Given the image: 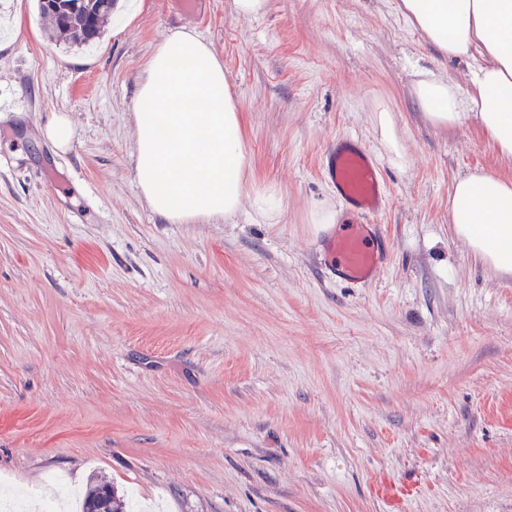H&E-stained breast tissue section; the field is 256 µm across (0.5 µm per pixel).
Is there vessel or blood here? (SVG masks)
Wrapping results in <instances>:
<instances>
[{"label": "vessel or blood", "instance_id": "vessel-or-blood-1", "mask_svg": "<svg viewBox=\"0 0 512 512\" xmlns=\"http://www.w3.org/2000/svg\"><path fill=\"white\" fill-rule=\"evenodd\" d=\"M326 174L359 221L327 239L330 266L345 280L363 284L382 265V254L368 219L383 207L384 178L372 155L358 143L339 141L326 154Z\"/></svg>", "mask_w": 512, "mask_h": 512}]
</instances>
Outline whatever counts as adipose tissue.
<instances>
[{"label": "adipose tissue", "instance_id": "1", "mask_svg": "<svg viewBox=\"0 0 512 512\" xmlns=\"http://www.w3.org/2000/svg\"><path fill=\"white\" fill-rule=\"evenodd\" d=\"M402 12L441 53L477 62L464 89L430 72L416 81L428 119L448 127L475 116L500 156L512 161V0H402ZM241 116L210 46L190 31L163 35L133 109L136 181L154 214L171 224H215L235 216L248 193L261 215L280 214L276 191L249 189ZM448 214L474 257L512 272V178L483 170L461 176Z\"/></svg>", "mask_w": 512, "mask_h": 512}]
</instances>
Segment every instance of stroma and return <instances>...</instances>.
I'll return each mask as SVG.
<instances>
[{"label":"stroma","mask_w":512,"mask_h":512,"mask_svg":"<svg viewBox=\"0 0 512 512\" xmlns=\"http://www.w3.org/2000/svg\"><path fill=\"white\" fill-rule=\"evenodd\" d=\"M401 0H117L99 39L58 41L36 0H0V491L29 505L110 482L137 512H512V274L448 225L454 181L512 178L475 118L432 124L430 71L466 87ZM224 61L256 186L221 224L140 197L133 106L161 35ZM393 113L395 166L375 115ZM67 115L74 138L45 135ZM377 160L388 246L336 278L311 222L332 142ZM384 481L398 497L378 496ZM253 204L256 210L266 217L277 216L283 209L280 195L272 189L255 190Z\"/></svg>","instance_id":"1"}]
</instances>
